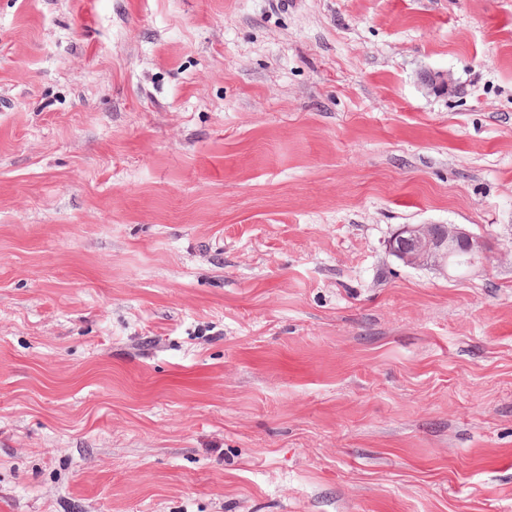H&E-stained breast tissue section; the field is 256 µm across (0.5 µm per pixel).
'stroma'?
Segmentation results:
<instances>
[{
    "mask_svg": "<svg viewBox=\"0 0 512 512\" xmlns=\"http://www.w3.org/2000/svg\"><path fill=\"white\" fill-rule=\"evenodd\" d=\"M0 512H512V0H0ZM423 84L434 92L455 95L458 90L453 76L447 72L428 71L423 74ZM388 251L407 267L434 266L468 272L485 266L489 249L483 237L454 224H403L388 241Z\"/></svg>",
    "mask_w": 512,
    "mask_h": 512,
    "instance_id": "stroma-1",
    "label": "stroma"
}]
</instances>
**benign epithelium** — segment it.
<instances>
[{"label":"benign epithelium","mask_w":512,"mask_h":512,"mask_svg":"<svg viewBox=\"0 0 512 512\" xmlns=\"http://www.w3.org/2000/svg\"><path fill=\"white\" fill-rule=\"evenodd\" d=\"M423 84L437 93H457L456 82L447 72L428 71L423 74ZM388 251L411 268L456 269L465 263L471 269L489 259L484 238L454 224H404L388 241Z\"/></svg>","instance_id":"benign-epithelium-1"}]
</instances>
